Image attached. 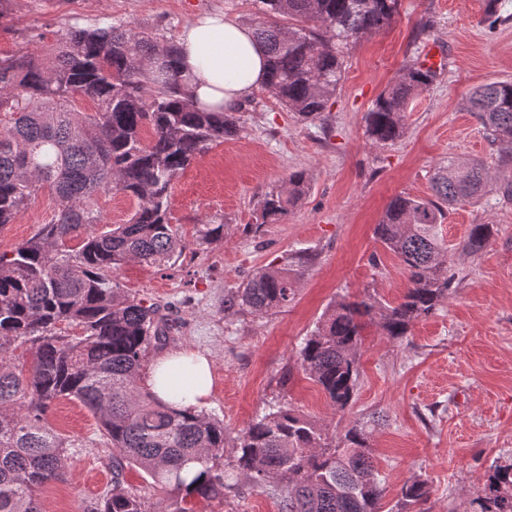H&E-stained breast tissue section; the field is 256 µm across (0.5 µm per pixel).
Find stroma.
I'll use <instances>...</instances> for the list:
<instances>
[{
  "label": "stroma",
  "mask_w": 512,
  "mask_h": 512,
  "mask_svg": "<svg viewBox=\"0 0 512 512\" xmlns=\"http://www.w3.org/2000/svg\"><path fill=\"white\" fill-rule=\"evenodd\" d=\"M484 9V0H401L389 27L343 46L344 77L323 121H300L265 89L255 90L238 109V135L213 144L172 185L170 221L188 248L171 267L130 263L115 275L127 294L180 319L150 358L182 348L209 356L205 411L223 420L228 437L273 403L331 429L366 424L387 510L402 486L419 478L431 494L409 512H466L489 467L512 463V161L466 109L473 88L512 81V0H502L504 20L494 25ZM257 10L256 0H6L0 55L43 49L72 25L132 24L173 41L199 13L223 12L249 25ZM431 52L439 76L410 102L403 136L372 146L365 115L373 101L405 64ZM451 157L481 160L493 176L481 199L449 207L439 229L456 279L438 309L415 320L404 338L385 336L379 315L366 317L357 391L337 409L301 370L298 350L334 300L401 301L407 274L375 227L392 197L430 196L434 168ZM295 171L309 180L305 199L287 220L256 227L261 194ZM93 206L102 215L100 233L126 222L136 200L114 189L95 196ZM57 208L42 190L0 226V251L28 240ZM204 222L223 225V240L194 245ZM475 224L493 230L472 254L464 244ZM289 260L301 277L288 308L261 317L225 310L229 289ZM47 422L74 447L64 480L39 492L44 512H96L112 479L96 417L63 398ZM239 483V497L197 502L196 512H279L267 490L244 477Z\"/></svg>",
  "instance_id": "stroma-1"
}]
</instances>
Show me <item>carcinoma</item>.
Masks as SVG:
<instances>
[{"mask_svg":"<svg viewBox=\"0 0 512 512\" xmlns=\"http://www.w3.org/2000/svg\"><path fill=\"white\" fill-rule=\"evenodd\" d=\"M256 37L268 54L265 90L304 122L323 120L343 78L341 44L388 27L400 0H259ZM176 43L131 25L70 27L40 52L0 56V225L9 224L44 188L59 205L51 223L10 253H0V512H41L38 489L66 476L69 448L47 424L60 398L79 401L98 418L112 447V485L96 512H150L124 479L142 470L174 505L240 494L236 475L275 497L281 512H383L384 487L365 426L331 431L284 405L269 407L233 439L226 454L224 422L177 410L141 384L150 347L163 345L178 321L120 289L115 273L134 262L165 268L186 249L169 222L172 181L214 142L238 134L235 112H202L175 66ZM436 71L406 64L365 117L370 144L404 132L408 105ZM79 97L96 112L75 108ZM491 142L512 156V82L495 81L468 98ZM153 136L144 142L142 131ZM433 197L394 196L375 235L408 274L402 301L381 314L385 335L406 336L411 323L437 310L452 283L439 227L448 207L486 193L480 161L448 160L434 169ZM115 189L137 200L124 224L97 233L92 199ZM309 191L301 172L265 193L256 227L277 224ZM488 224L473 225L465 248L482 251ZM82 238L75 249L66 247ZM224 238V225L202 224L196 241ZM299 272L283 265L256 272L224 296V308L262 316L295 298ZM363 299L334 302L299 350L301 369L333 406L357 389ZM76 329L69 334L60 328ZM25 346L33 361L12 362ZM424 480L403 485L399 509L428 500ZM469 512H512V464L486 473Z\"/></svg>","mask_w":512,"mask_h":512,"instance_id":"obj_1","label":"carcinoma"}]
</instances>
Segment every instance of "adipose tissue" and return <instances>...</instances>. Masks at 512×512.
<instances>
[{"instance_id":"1","label":"adipose tissue","mask_w":512,"mask_h":512,"mask_svg":"<svg viewBox=\"0 0 512 512\" xmlns=\"http://www.w3.org/2000/svg\"><path fill=\"white\" fill-rule=\"evenodd\" d=\"M177 45L183 83L202 110H230L265 82V55L252 29L232 16L212 12L197 15L181 30ZM186 366L193 369L194 384L186 394L173 395L169 386L177 382ZM211 373L205 356L181 350L156 359L147 384L173 407L198 410L207 403Z\"/></svg>"}]
</instances>
